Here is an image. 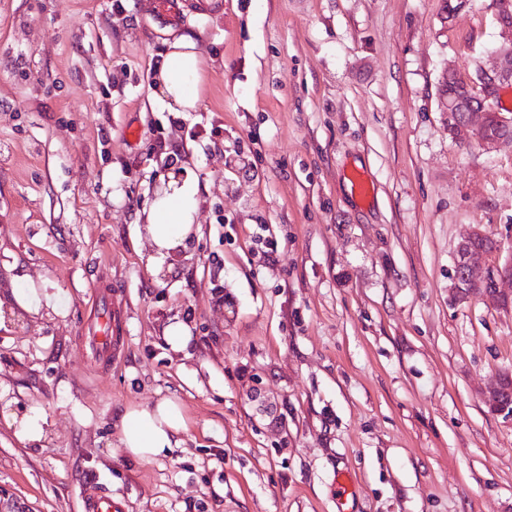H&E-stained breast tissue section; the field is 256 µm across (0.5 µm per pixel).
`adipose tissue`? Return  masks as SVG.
Masks as SVG:
<instances>
[{"label":"adipose tissue","instance_id":"adipose-tissue-1","mask_svg":"<svg viewBox=\"0 0 512 512\" xmlns=\"http://www.w3.org/2000/svg\"><path fill=\"white\" fill-rule=\"evenodd\" d=\"M203 72L204 59L194 39L181 36L168 41L165 57L153 71L155 101L171 112L195 111ZM198 194L199 183L192 170L162 182L145 212L147 234L156 251L186 248L195 232ZM186 429L182 405L166 398L127 410L121 418L120 442L128 456L149 461L179 447Z\"/></svg>","mask_w":512,"mask_h":512}]
</instances>
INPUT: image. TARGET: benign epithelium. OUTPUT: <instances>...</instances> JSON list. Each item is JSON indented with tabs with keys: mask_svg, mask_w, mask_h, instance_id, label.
<instances>
[{
	"mask_svg": "<svg viewBox=\"0 0 512 512\" xmlns=\"http://www.w3.org/2000/svg\"><path fill=\"white\" fill-rule=\"evenodd\" d=\"M500 37L505 48L485 65L477 68L475 76H461L453 71L442 73L441 79L451 77L465 94L457 96L452 92H440L439 108L448 128V135L456 141H464L476 134L481 142L491 148L512 145V116L507 117L495 111L489 100L495 97V91L512 85V21L506 16L512 8L498 2L493 4ZM485 234L473 230L459 242L453 272L450 277L449 296L452 302L461 304L471 296L474 289L489 286L484 299L489 303L508 307L512 305V291L507 293L500 288V282H512V259L494 270L483 271L485 259L490 252L475 250L470 243ZM512 382V375L504 372L496 375L483 392L489 410L512 420V404L501 402L505 386ZM0 512H29L28 507L18 501L8 490L0 486Z\"/></svg>",
	"mask_w": 512,
	"mask_h": 512,
	"instance_id": "7a95c632",
	"label": "benign epithelium"
}]
</instances>
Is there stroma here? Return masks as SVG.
Instances as JSON below:
<instances>
[{"mask_svg": "<svg viewBox=\"0 0 512 512\" xmlns=\"http://www.w3.org/2000/svg\"><path fill=\"white\" fill-rule=\"evenodd\" d=\"M112 2L0 0V485L31 512H338L343 472L348 512H512V420L482 398L512 306L448 293L472 229L486 268L512 257V146L439 110L443 71L503 45L492 0ZM181 34L206 63L186 114L150 78ZM171 166L201 185L174 257L143 222ZM167 397L182 447L127 456L125 411ZM18 433L24 439L31 442H38L44 435L45 419L40 411L30 408L18 422Z\"/></svg>", "mask_w": 512, "mask_h": 512, "instance_id": "stroma-1", "label": "stroma"}]
</instances>
